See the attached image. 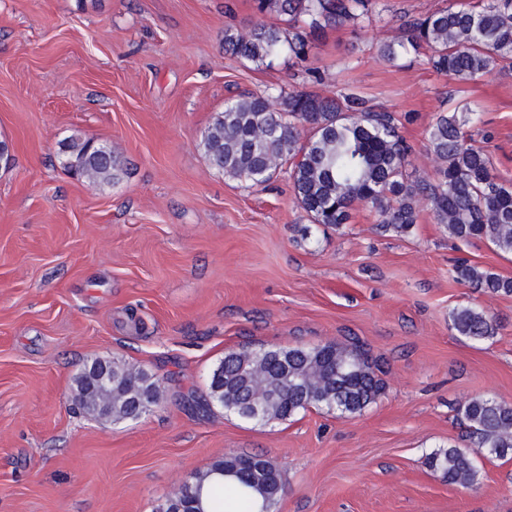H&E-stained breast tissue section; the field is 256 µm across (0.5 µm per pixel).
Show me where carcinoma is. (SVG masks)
<instances>
[{"label":"carcinoma","instance_id":"cac0c4a2","mask_svg":"<svg viewBox=\"0 0 512 512\" xmlns=\"http://www.w3.org/2000/svg\"><path fill=\"white\" fill-rule=\"evenodd\" d=\"M256 21L245 32L224 28V53L256 65L286 53L297 64L310 53V38L327 29L361 28L378 15L379 0H253ZM274 17L276 24L265 19ZM402 36L380 47L395 61L429 50L428 64L458 82L475 81L494 68L512 67V0H468L401 17ZM479 113L466 106L440 113L427 130L428 150L438 160L433 178L409 171L414 147L398 130V120L354 93L326 94L301 89L243 93L224 103L199 148L210 168L249 187L272 180L289 165L295 200L313 224L340 228L356 204L374 209L387 230L406 233L417 223L419 204L427 203L449 235L473 238L512 253V186L498 181L490 157L470 133ZM65 165L76 177L110 184L120 168L112 149L96 151L90 139L61 141ZM453 277L492 294L512 295V278L465 260ZM455 334L481 343L496 336L499 324L471 305L452 308ZM112 383L102 388L86 371L77 381V402L86 413L106 421L136 417L135 404L150 411L160 404L164 386L143 369L107 359ZM385 383L365 351L336 344L315 347L229 350L210 374L208 392L193 401L197 409L213 404L239 417L247 402L261 406L255 422L287 420L317 408L354 415L376 402ZM468 423L472 449L434 451L425 464L450 484L476 480V456L512 455V402L472 397L457 408ZM233 485L243 512H271L282 478L262 455L230 452L191 482L164 499L155 512H176L194 500L199 512H223L224 488Z\"/></svg>","mask_w":512,"mask_h":512}]
</instances>
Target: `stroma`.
Instances as JSON below:
<instances>
[{"label":"stroma","instance_id":"1","mask_svg":"<svg viewBox=\"0 0 512 512\" xmlns=\"http://www.w3.org/2000/svg\"><path fill=\"white\" fill-rule=\"evenodd\" d=\"M447 3L381 0L368 27L327 30L305 63L267 67L224 54L252 0H0V138L14 148L0 173V512H155L230 452L279 470L271 512H512V458L477 457L471 487L425 464L467 447L460 403L512 402V295L452 275L465 258L512 278V254L452 240L426 206L402 234L363 204L341 229L310 223L287 172L249 188L198 148L241 92L353 90L395 114L425 179L429 126L470 101L512 185V70L461 83L426 57L378 53L402 15ZM69 136L110 145L119 179L72 177ZM459 305L489 311L498 334L451 332ZM326 343L361 346L383 371L359 414L261 425L189 405L226 351ZM106 357L162 379V403L114 424L87 415L75 379Z\"/></svg>","mask_w":512,"mask_h":512}]
</instances>
